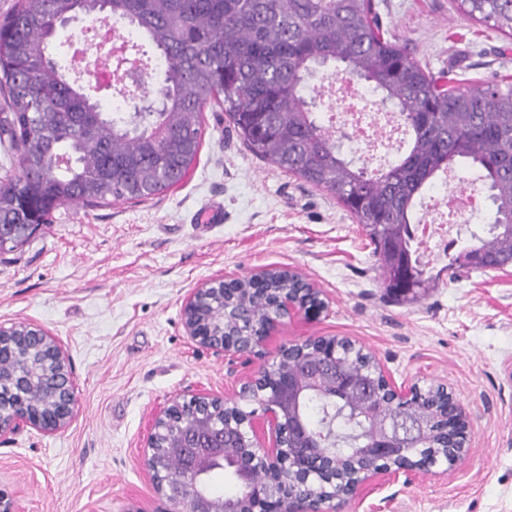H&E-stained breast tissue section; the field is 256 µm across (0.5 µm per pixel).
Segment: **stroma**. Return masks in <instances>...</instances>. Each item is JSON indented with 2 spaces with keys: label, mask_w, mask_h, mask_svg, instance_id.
<instances>
[{
  "label": "stroma",
  "mask_w": 512,
  "mask_h": 512,
  "mask_svg": "<svg viewBox=\"0 0 512 512\" xmlns=\"http://www.w3.org/2000/svg\"><path fill=\"white\" fill-rule=\"evenodd\" d=\"M378 21L432 74L512 83V36L457 0H373ZM187 177L144 201L65 204L23 246L0 251V324L30 322L66 350L69 425L0 434V489L17 512H158L143 455L153 416L206 391L231 395L283 344L347 338L396 386H444L468 415V453L367 484L336 512H512V272L445 280L418 303L384 296L373 247L335 197L251 151L224 112L205 109ZM475 209L458 244L488 230L494 205L476 168ZM222 204L219 222L201 210ZM293 270L323 308L286 321L266 349L232 355L192 341L185 298L220 275Z\"/></svg>",
  "instance_id": "obj_1"
}]
</instances>
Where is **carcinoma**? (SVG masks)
<instances>
[{"label":"carcinoma","mask_w":512,"mask_h":512,"mask_svg":"<svg viewBox=\"0 0 512 512\" xmlns=\"http://www.w3.org/2000/svg\"><path fill=\"white\" fill-rule=\"evenodd\" d=\"M460 9L512 34V0H460ZM77 12L105 13L146 35L167 62L160 107L114 115L68 80L53 36ZM329 64L368 82L403 118L407 149L376 174L342 155L303 94L306 78ZM0 92L9 109L0 145L15 160L0 183V225L16 226L0 250L28 242L64 204L142 201L180 183L213 102L253 152L330 192L355 217L395 304L419 302L440 280L415 254L412 225L423 190L458 160L481 171L495 215L441 271L485 273L512 257V84L462 88L433 76L384 37L372 0H16L0 21ZM335 356L358 387L306 392L298 415L317 437L336 438L344 459L336 483L369 463L362 449L375 415L400 428L412 456L446 460L443 405L432 390L403 403L369 399L360 390L375 383L368 354L338 340Z\"/></svg>","instance_id":"obj_1"}]
</instances>
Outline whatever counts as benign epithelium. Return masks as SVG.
Returning a JSON list of instances; mask_svg holds the SVG:
<instances>
[{
    "mask_svg": "<svg viewBox=\"0 0 512 512\" xmlns=\"http://www.w3.org/2000/svg\"><path fill=\"white\" fill-rule=\"evenodd\" d=\"M275 268H264L244 277L213 278L195 289L185 299L182 317L187 335L202 346L235 354H251L264 348L290 319L302 312L323 306L319 291L312 283L298 276L297 288L279 292L268 308L263 322L248 335H240L228 327L214 326L203 314L201 304L220 296L222 307L219 315L228 314L229 303L238 293L237 285L250 282L260 285L265 276ZM299 345L283 344L270 366L260 367L231 397L198 393L191 396L198 415L206 425L177 422L183 403L175 400L164 407L154 418L145 445V457L156 491L170 507L160 512H224V500L209 491L214 471L224 467V443L227 439L248 440L243 452L230 464L235 482L245 489L243 498L237 500L234 512H329L334 500L356 497L364 484L376 477L400 473H417L426 467L399 448L390 433H385L383 445L366 449L369 457L387 459L399 457L397 464L385 467H368L362 470L358 481L349 484L333 495L314 492L292 493L283 490L275 495L270 483L278 476L291 474L298 480L313 484L333 482L336 455L315 448H290L279 436L283 419L288 415L289 404L300 399L304 388L322 389L326 382L336 378L335 352L323 356L314 368L304 366L292 372L283 369L271 383L263 380L274 365L288 360V355ZM37 351L45 362V369L35 367L28 373L12 372V366L24 355ZM10 376L14 397L0 394V434L24 426L44 433H55L67 427L75 410V393L71 380L69 358L58 339L44 327L34 323H18L6 327L0 324V375ZM262 402L264 420L256 421L255 413L246 414L236 427L215 420L213 409L237 407L241 400ZM275 434L273 444L265 445V428ZM447 443L449 464L456 465L467 454V432L458 433L451 426ZM166 435L171 446L178 449L179 472L192 484L193 493L185 498L182 489L172 476L167 459L161 456L155 443Z\"/></svg>",
    "mask_w": 512,
    "mask_h": 512,
    "instance_id": "1",
    "label": "benign epithelium"
}]
</instances>
